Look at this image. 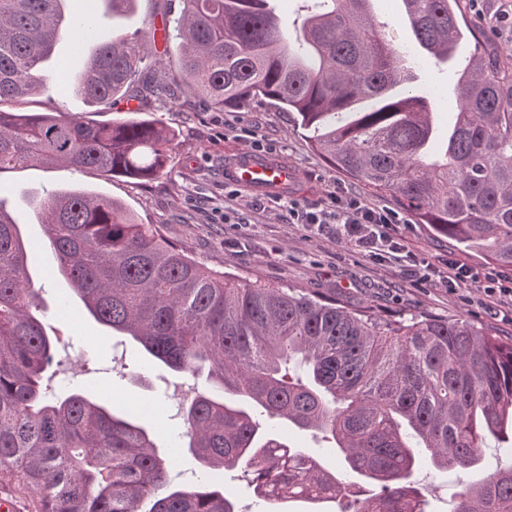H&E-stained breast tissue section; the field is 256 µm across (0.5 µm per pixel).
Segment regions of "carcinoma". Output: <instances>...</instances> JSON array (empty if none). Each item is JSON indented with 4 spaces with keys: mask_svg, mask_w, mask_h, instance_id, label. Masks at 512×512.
<instances>
[{
    "mask_svg": "<svg viewBox=\"0 0 512 512\" xmlns=\"http://www.w3.org/2000/svg\"><path fill=\"white\" fill-rule=\"evenodd\" d=\"M65 0H0V104L51 93L44 67L66 31ZM459 0H402L419 46L449 60L467 37ZM181 70L206 109L262 102L294 112L330 166L389 195L417 224L512 267V67L469 59L447 134L431 94L381 33L370 0H317L290 35L271 0H180ZM148 35L95 42L75 93L111 106L145 78ZM170 130L132 118L86 122L0 109V170L66 165L149 180L169 158ZM27 204L43 224L54 272L88 314L150 361L212 390L186 407L195 486L169 479L156 437L130 410L42 383L53 342L36 316L30 245L0 206V497L22 512H238L224 471L239 468L258 503H336L338 512H428L417 471L482 467L487 440L512 432V342L465 320L386 321L293 288L207 269L119 203L66 190ZM317 430L342 471L291 447L258 417ZM376 494L343 502L353 476ZM453 512H512V465L457 493Z\"/></svg>",
    "mask_w": 512,
    "mask_h": 512,
    "instance_id": "1",
    "label": "carcinoma"
}]
</instances>
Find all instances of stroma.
I'll list each match as a JSON object with an SVG mask.
<instances>
[{
  "instance_id": "stroma-1",
  "label": "stroma",
  "mask_w": 512,
  "mask_h": 512,
  "mask_svg": "<svg viewBox=\"0 0 512 512\" xmlns=\"http://www.w3.org/2000/svg\"><path fill=\"white\" fill-rule=\"evenodd\" d=\"M499 0H459L464 21L473 30L466 50L483 47L500 61L512 64V28L496 25L489 15ZM370 10L383 24L385 37L405 50L415 75L416 88L442 91L435 121L448 128L459 109L457 78L460 59L442 62L423 51L401 17V0H371ZM68 13L101 19L98 37L131 34L162 22L173 26L180 0H136L128 14L108 15L102 0H68ZM178 39L168 51L148 57L147 71L163 92L138 91L141 117L162 122L174 131L170 160L163 174L150 181L112 178L92 169L76 171L64 165H32L0 171V206L21 226L24 237H42L44 228L29 211V195L47 196L63 188H82L120 202L139 221L160 225L166 240L209 269L242 282H260L296 288L323 298H335L350 307L371 308L385 319L429 315L466 320L490 336L512 340V305L486 295L480 287L449 289L439 278H426L413 258L441 268L454 260L485 271L489 262L462 250L425 224H396L406 257L375 261L336 239L331 225L316 227L291 221V206L323 207L338 190L365 198L375 206L393 207L390 197L369 193L357 182L332 168L313 150L296 113L281 112L270 104L248 111L202 110L189 105L177 74ZM8 112H61L83 120L106 123L125 120L124 99L112 107L88 104L70 85L51 95H38L4 106ZM260 140L264 156L294 169L297 185L276 194H255L227 182L224 168L231 155L248 151ZM52 255H34L30 272L45 307L44 324L58 336L49 368L55 381L88 390L117 408L137 407L139 422L157 435V451L169 457L170 476L184 486L195 483L199 465L183 436L181 408L202 390L204 378L192 379L163 368L150 367L134 378V345L89 316L68 296L69 285L49 275ZM479 472L452 470L437 476L420 472L417 487L432 512H452L461 484L477 481Z\"/></svg>"
}]
</instances>
